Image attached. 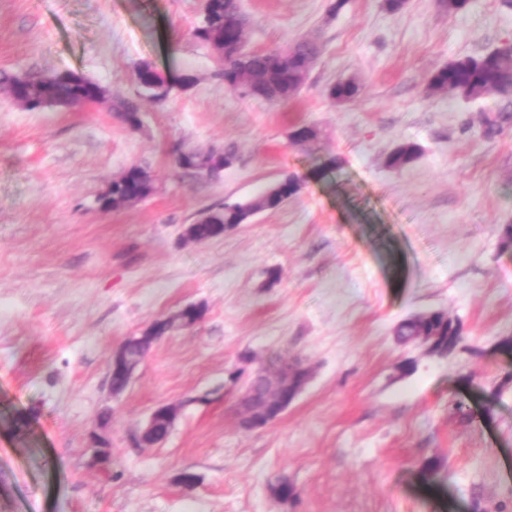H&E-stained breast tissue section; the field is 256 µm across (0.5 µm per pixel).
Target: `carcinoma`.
I'll use <instances>...</instances> for the list:
<instances>
[{
  "instance_id": "carcinoma-1",
  "label": "carcinoma",
  "mask_w": 512,
  "mask_h": 512,
  "mask_svg": "<svg viewBox=\"0 0 512 512\" xmlns=\"http://www.w3.org/2000/svg\"><path fill=\"white\" fill-rule=\"evenodd\" d=\"M246 20L239 8V0H204L203 20L195 31V37L214 51L219 63V74L224 80L240 82L251 86L248 95L271 103H285L302 89L307 74L302 69H311L318 55V46L311 39H300L283 48L268 52H256L247 49L244 39ZM135 73L145 83L161 87L164 80L148 62L136 65ZM512 78V57L501 54L493 62H484V57H466L455 60L435 72L433 79L451 83L453 93L470 97L481 96L480 88L488 91L505 89ZM24 80L28 93L39 96L45 90L53 91L60 102L77 101L87 96L84 88L73 82L70 72H33L20 78L0 71V86L13 88L19 80ZM109 109L117 113L128 129L135 131L139 126L129 123L130 116L141 111L140 104L124 97L120 93L109 99ZM417 155V148L412 144L398 147L388 159V165L400 168L411 162ZM137 174L133 186L116 208L122 209L129 202H138L148 197L154 190L151 173L144 167L132 166ZM279 191L274 196L263 193L250 201L226 206L216 211L224 224H241L247 216L256 210H270L281 206L296 191V183L285 178L278 183ZM424 327L423 320L411 318L399 324L395 331L398 341L407 344L415 342ZM431 328L437 336L435 349L441 350L460 341L458 323L451 319L438 318Z\"/></svg>"
}]
</instances>
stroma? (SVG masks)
Masks as SVG:
<instances>
[{
  "label": "stroma",
  "mask_w": 512,
  "mask_h": 512,
  "mask_svg": "<svg viewBox=\"0 0 512 512\" xmlns=\"http://www.w3.org/2000/svg\"><path fill=\"white\" fill-rule=\"evenodd\" d=\"M202 3L0 0V70L78 72L133 99L141 62L195 79L140 99L135 132L104 105L31 112L0 89V512H512V93L428 90L449 62L512 43V6L344 0L332 16L331 0H241L248 49L321 48L273 104L225 88L193 35ZM341 80L359 92L339 103ZM302 126L313 140H292ZM405 144L416 158L390 167ZM228 145L219 179L175 163ZM133 165L153 192L101 211ZM287 177L299 188L280 207L183 238ZM191 304L200 319L112 396V349ZM429 312L459 323L456 353L396 342ZM275 357L311 378L243 432L241 382ZM164 404L179 408L169 436L138 446ZM95 434L112 446L105 473Z\"/></svg>",
  "instance_id": "obj_1"
}]
</instances>
